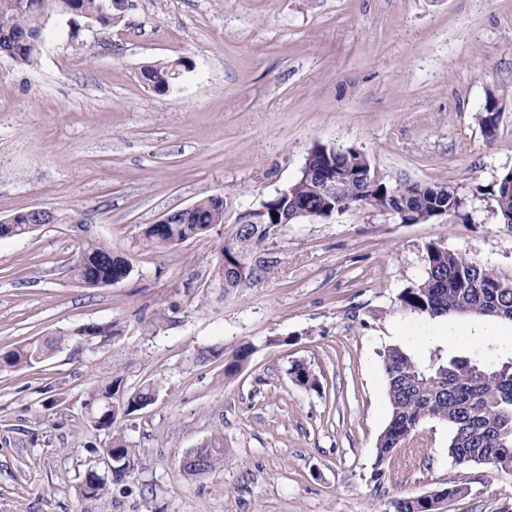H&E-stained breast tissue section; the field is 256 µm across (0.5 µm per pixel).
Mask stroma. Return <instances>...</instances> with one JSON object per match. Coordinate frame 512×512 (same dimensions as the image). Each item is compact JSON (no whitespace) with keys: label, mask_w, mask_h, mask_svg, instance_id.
I'll use <instances>...</instances> for the list:
<instances>
[{"label":"stroma","mask_w":512,"mask_h":512,"mask_svg":"<svg viewBox=\"0 0 512 512\" xmlns=\"http://www.w3.org/2000/svg\"><path fill=\"white\" fill-rule=\"evenodd\" d=\"M182 61L175 93L144 66ZM504 112L486 139L479 106ZM318 146L353 148L389 180L451 185L460 217L403 224L371 206L290 224L257 254L266 277L232 293L213 278L238 215L294 183ZM512 169V0H128L111 29L50 21L33 65L0 56V219L59 217L0 239V357L37 337L60 348L0 367V512H393L451 484L435 512H499L512 472L457 465L426 421L384 462L382 355L417 359L512 337V322L417 318L398 306L428 244L512 273V229L491 193ZM208 195L223 224L156 251L144 230ZM133 264L105 288L68 271L76 221ZM95 334H85V327ZM249 343L241 370L197 353ZM303 364L317 388L292 374ZM154 403L90 420L95 390ZM130 466L112 475L113 433ZM224 460L179 462L213 435ZM106 482L82 493L85 475ZM21 213H23L25 222L24 224H17L18 214ZM21 213L0 220V225L12 224V226H10L8 229V233L11 231L13 232L10 237H23L32 233V230H36L37 228L43 226V224H54L57 221V217L53 212L41 208L31 209L25 213ZM27 224H30V228L32 230L28 229Z\"/></svg>","instance_id":"1"}]
</instances>
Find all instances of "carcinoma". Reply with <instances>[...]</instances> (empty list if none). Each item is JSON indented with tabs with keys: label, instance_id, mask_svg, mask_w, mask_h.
<instances>
[{
	"label": "carcinoma",
	"instance_id": "carcinoma-1",
	"mask_svg": "<svg viewBox=\"0 0 512 512\" xmlns=\"http://www.w3.org/2000/svg\"><path fill=\"white\" fill-rule=\"evenodd\" d=\"M104 0H0V53L12 49L14 41L25 36L39 41L36 13L53 16L74 14L98 16ZM171 64L150 66L142 72L148 85L165 93L171 79ZM313 164L331 159L336 165L359 168L368 163L365 155L350 150L345 155L331 153L324 146L315 148ZM296 192L288 197V208L297 204L313 210L336 199V185L311 174L302 175L294 183ZM393 202L409 210L412 220L428 221L438 208L452 215L462 209L453 189L445 184H416L403 180L382 181L368 191L358 185L345 189L344 198L358 203L364 197ZM493 210L502 223L512 227V170L505 171L492 191ZM217 205L206 196L197 201L195 210L186 218L166 224L163 230L144 231L147 243L154 249H165L189 239L206 235L213 226ZM268 248V241L257 229L241 234L230 232L224 238L220 256L235 267L246 263L248 276L258 280L268 274V267L254 261V256ZM73 279L87 288L110 285L129 277L133 267L128 259L92 235H85L80 251L71 260ZM400 308L417 317L433 320L452 315L488 317L512 322V273L507 274L476 257L451 251L435 244L426 248L425 269L421 280L399 295ZM62 344V338L35 340L9 352L0 359L5 367L16 368L48 355ZM253 347L244 344L226 356L221 347H209L200 353L202 361L225 359L224 374L239 371ZM383 369L391 404L389 423L377 443V462L381 463L395 449L416 435L426 420L444 423L450 431L448 457L464 458L470 464H482L492 471H512V357L500 356L497 345L475 346L446 360L437 356L425 364L398 347L384 354ZM156 388L142 386L124 401L126 414H131L155 401ZM224 458V438L216 435L204 444L203 459L213 468ZM105 482L96 472H89L83 493L89 498L104 494ZM394 512H434L429 501L415 497L399 499Z\"/></svg>",
	"mask_w": 512,
	"mask_h": 512
}]
</instances>
